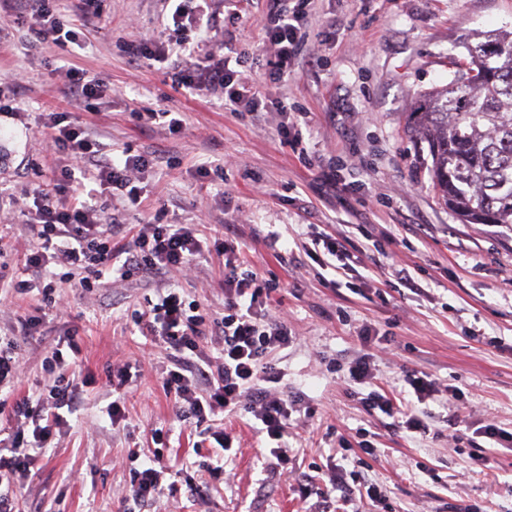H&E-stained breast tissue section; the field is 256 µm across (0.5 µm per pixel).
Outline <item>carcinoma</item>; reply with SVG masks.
<instances>
[{"instance_id": "carcinoma-1", "label": "carcinoma", "mask_w": 512, "mask_h": 512, "mask_svg": "<svg viewBox=\"0 0 512 512\" xmlns=\"http://www.w3.org/2000/svg\"><path fill=\"white\" fill-rule=\"evenodd\" d=\"M467 52L447 87L422 95L411 129L460 223L512 224V30L484 35Z\"/></svg>"}]
</instances>
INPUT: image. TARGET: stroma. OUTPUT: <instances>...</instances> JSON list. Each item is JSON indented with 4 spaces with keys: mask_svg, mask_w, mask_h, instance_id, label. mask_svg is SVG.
I'll return each mask as SVG.
<instances>
[{
    "mask_svg": "<svg viewBox=\"0 0 512 512\" xmlns=\"http://www.w3.org/2000/svg\"><path fill=\"white\" fill-rule=\"evenodd\" d=\"M77 0H56L55 15L77 33L62 48L45 43L27 22L0 15V75H23L16 111L0 112V225L8 248L0 254L6 280L23 268L34 245L24 214L26 194L53 181L40 118L57 113L79 123L114 154L152 155L156 165L131 173L144 199L122 213L125 224L159 217L164 224H198L207 238L237 227L247 260L276 281L271 304L295 341L274 354L282 386L301 396L313 416L294 414L287 439L290 461L280 466L255 435L250 414L217 424L232 439L224 479L211 481L195 453L198 430L177 420L161 373L170 351L132 332L134 310L162 289L176 288L216 317L224 313V274L204 256L163 281L113 280L99 288L69 289L66 310H42L37 296L0 305V333L35 318L20 342L18 396L54 383L44 367L63 336L77 335L83 371L92 373L79 411L53 448L40 456L20 498L21 512H123L131 490L129 449L161 452L170 467L164 494L136 512H324L321 473L339 482L353 476L378 485L385 501L352 498L348 512H512V450L498 448L491 467L478 459L488 447L486 425L512 432V226L462 224L432 189L425 161L405 131L421 93L453 77L450 58H462L477 32L512 28V0H312L304 52L317 58L287 82L270 79L260 23H239L237 49L248 58L236 72L265 90L261 116L226 106L201 87L182 88L159 63L135 60L124 43L173 37L165 0H103L101 18H82ZM75 68L107 82L112 93L79 100L66 89ZM287 100L306 115L301 147L282 143L276 129ZM180 113L182 126L147 122L146 111ZM340 159L355 185L348 202L326 195L309 157ZM373 235L380 249L397 241L375 278L383 296L329 288L317 264L295 253L307 225L339 232L347 206L373 195ZM406 264L415 288L396 286L394 264ZM375 338L363 347L360 331ZM376 365L374 386L353 381L348 368L364 351ZM132 363L138 374L124 396L125 415L111 422L110 370ZM414 369L455 393L448 404L428 403L429 430L411 434L385 427L361 403L370 389L398 391ZM346 440V457L330 446ZM370 441L376 453L362 455ZM208 485L205 498L188 483Z\"/></svg>",
    "mask_w": 512,
    "mask_h": 512,
    "instance_id": "35a3bbf8",
    "label": "stroma"
}]
</instances>
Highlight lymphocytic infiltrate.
Listing matches in <instances>:
<instances>
[{"label": "lymphocytic infiltrate", "mask_w": 512, "mask_h": 512, "mask_svg": "<svg viewBox=\"0 0 512 512\" xmlns=\"http://www.w3.org/2000/svg\"><path fill=\"white\" fill-rule=\"evenodd\" d=\"M50 2L16 0L13 9L36 24L40 39L60 45L75 40V31L54 16ZM264 2L262 31L266 45L274 53L270 76L285 82L294 74L307 41L305 7L310 0ZM210 8L211 0H173L174 28L179 30L189 24L202 35L216 31L221 20ZM125 50L136 60L171 62L182 87L192 89L204 84L221 93L225 104L243 105L252 113L265 107V93L235 75L225 56H197L180 38L163 46L132 43ZM43 130L61 163L60 176L53 190L34 191L26 204L36 246L24 260L28 276L13 284V294L26 295L37 289L48 306H55V286L47 280L53 265L63 267V282L75 280L81 288L90 290L106 277H160L185 268L202 256L204 246L192 224L147 221L126 245H116L124 226L107 218L104 197L120 190L128 208L140 207L141 196L131 188L129 174L147 167L148 158L139 155L115 159L80 125L64 122L59 116L45 121ZM301 247L305 255L334 277H349L360 285L373 286L369 254L366 249L353 246L349 235H333L315 227ZM216 251L224 259L223 316H212L199 302L170 288L145 310L136 312L133 323L141 335L158 337L172 350L171 364L162 373V386L174 393L176 412L181 418L200 422L221 414L249 413L258 434L271 443L272 455L284 466L288 463V429L292 414L300 405L277 390L283 375L272 356L287 348L292 336L285 320L269 310L267 300L274 285L245 263L234 225H225L224 239ZM208 336L222 344L219 359H212L202 349V341ZM18 350L17 336L0 335V414H8L12 424L10 433L0 439V476L10 479L0 488V512H17L19 489L42 449L49 447L56 433L67 425L68 413L79 406L84 385L91 382L90 377L77 374L81 349L71 338L65 346L54 347L47 360L55 375L48 393L36 398L16 397ZM403 381L412 388L415 402L400 404L372 391L362 403L369 411L392 418L397 428L410 433L427 432L425 414L419 405L437 399L441 390L435 380L416 370L406 371ZM128 457L141 464L133 478V502L158 496L163 490L166 466L157 458L141 461L135 449L129 450Z\"/></svg>", "instance_id": "1"}]
</instances>
